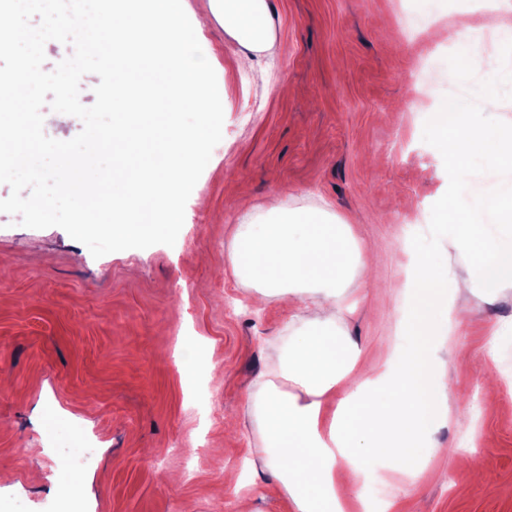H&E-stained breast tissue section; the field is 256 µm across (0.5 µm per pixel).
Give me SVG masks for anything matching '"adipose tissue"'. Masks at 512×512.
Returning <instances> with one entry per match:
<instances>
[{
  "instance_id": "1",
  "label": "adipose tissue",
  "mask_w": 512,
  "mask_h": 512,
  "mask_svg": "<svg viewBox=\"0 0 512 512\" xmlns=\"http://www.w3.org/2000/svg\"><path fill=\"white\" fill-rule=\"evenodd\" d=\"M207 11L241 48L240 65L270 50L276 33L270 0H207ZM497 100L481 112L440 109L436 146L456 177L480 155L512 176V122L499 121ZM480 213L456 196L437 202V219L464 256L465 277L449 276L440 245L414 254V275L400 313L405 334L395 365L360 363L343 326L346 290L367 280L374 259L350 223L329 206L288 208L271 196L238 225L228 252L233 275L258 307L276 300L295 328L254 383L249 404L258 425L252 455L267 471L266 493L294 512H345L358 494L364 464L380 459L417 477L429 463L425 439L448 422V321L465 319L475 289L495 298L512 285V179L490 192Z\"/></svg>"
}]
</instances>
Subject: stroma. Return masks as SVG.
I'll use <instances>...</instances> for the list:
<instances>
[{"mask_svg": "<svg viewBox=\"0 0 512 512\" xmlns=\"http://www.w3.org/2000/svg\"><path fill=\"white\" fill-rule=\"evenodd\" d=\"M274 47L240 69V48L216 19L196 36L224 99L223 138L187 202L174 246L93 257L53 226L32 229L0 212V512H293L254 487L224 490V474L255 447L246 397L269 353L289 336L277 302L245 297L227 255L246 206L282 195L288 207L329 204L362 241L380 246L374 287L352 283L343 319L367 363L396 358L410 226L437 220L452 193L482 207L495 177L480 156L449 178L428 113L448 103L512 120V52L461 38L431 41L432 26L482 24L481 0H271ZM458 83L443 81L448 70ZM512 287L472 297L449 344L451 406L427 469L410 478L366 464L371 495L391 512H512ZM94 452L76 478L70 460ZM477 456L473 482L463 461Z\"/></svg>", "mask_w": 512, "mask_h": 512, "instance_id": "stroma-1", "label": "stroma"}]
</instances>
